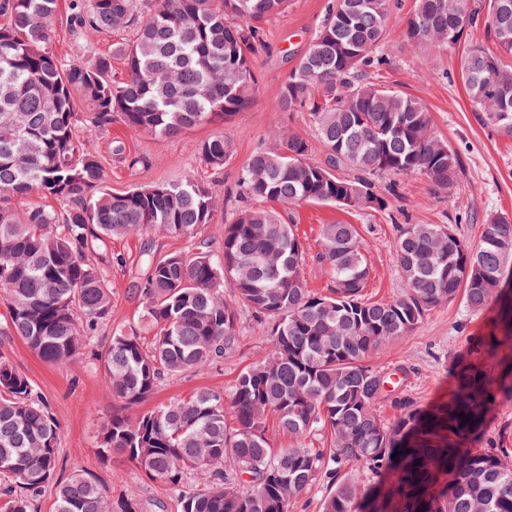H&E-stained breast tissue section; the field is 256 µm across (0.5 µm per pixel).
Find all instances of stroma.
Wrapping results in <instances>:
<instances>
[{
	"label": "stroma",
	"instance_id": "1",
	"mask_svg": "<svg viewBox=\"0 0 512 512\" xmlns=\"http://www.w3.org/2000/svg\"><path fill=\"white\" fill-rule=\"evenodd\" d=\"M334 0H289L287 8L263 27L268 48L256 60L258 83L252 103L234 120L223 125H204L173 138L136 132L121 121L111 129L93 131L91 143L102 163L105 185L123 192L137 185L175 182L187 172H195L199 181L217 196L212 223L205 232L211 247H218L223 227L234 218L239 203L237 179L241 168L260 147L270 145L273 133L298 135L311 142L310 161L322 159L324 149L315 140L307 117L280 109V93L295 67L307 51L316 31ZM70 0H60V12L53 29L52 49L66 64L86 58L88 51L111 52L113 45L132 39L133 29L108 34L91 33L82 40L72 39L66 17ZM414 0H400L387 25L392 37L383 53L387 64L377 72L378 82L403 91L421 101L429 110L437 135L446 139L458 153L462 171L457 186L438 192L419 174L393 176L395 195L389 196L383 210H351L305 203L284 210L287 222L306 252L305 277L311 288L325 291L330 275L316 255L321 249L322 225L343 222L355 225L366 247L370 277L363 294L367 301H389L399 295L403 283L397 267L394 242L400 227L409 224H442L468 246H477L484 223L494 214H512V140L502 138L482 126L458 77V54L452 53L430 62L422 51L401 38ZM216 135L235 145L233 155L222 170H207L199 161L201 144ZM123 143V153L113 150ZM184 240L158 232L115 238L99 244L96 259L112 283V316L83 356L63 365H54L37 357L19 337L9 335L0 302V355L29 378L46 400L61 429L57 475L67 478L81 471L108 487L112 503L134 497L141 512H178L174 496L160 482L151 480L134 464L102 457L96 441L99 429L112 414L136 417L140 407H125L114 399L105 378L99 356L109 343L113 330L132 329L144 341H151L154 330L143 318L142 298L136 289L140 276L139 257L149 251L165 255L183 249ZM497 313L489 309L475 313L462 297L431 310L410 334L379 348L370 362L389 372L410 368L404 391L418 406L427 407L445 397L453 385L452 367L466 357L473 341L486 333ZM241 347L206 372L165 382L152 397L161 403L187 395L199 387L222 389L258 355L268 352L260 338L264 323L247 310L239 312Z\"/></svg>",
	"mask_w": 512,
	"mask_h": 512
}]
</instances>
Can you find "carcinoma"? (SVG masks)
I'll return each instance as SVG.
<instances>
[{
    "label": "carcinoma",
    "mask_w": 512,
    "mask_h": 512,
    "mask_svg": "<svg viewBox=\"0 0 512 512\" xmlns=\"http://www.w3.org/2000/svg\"><path fill=\"white\" fill-rule=\"evenodd\" d=\"M288 0H71L70 34L136 25L112 53L64 65L54 55L58 0H0V290L7 328L40 359L66 364L91 345L112 312L107 272L93 242L159 231L187 249L142 253L143 317L151 342L113 331L100 361L122 405L147 402L169 378L201 373L241 346L240 305L264 322L269 351L226 389L199 388L134 418L114 414L98 452L125 458L177 497L180 512H292L319 483L321 512H512V450L469 448L487 415L512 403V363L496 377L484 360L512 351V216L489 217L480 243L463 244L440 224H409L394 249L402 293L368 302L367 252L353 224H324L317 260L327 292L309 287L306 251L292 225L261 206L277 201L347 209L387 205L375 178L419 173L438 190L456 184L461 160L433 132L417 99L373 81L386 64L382 44L395 0H335L308 50L290 71L280 106L305 112L324 161H308L297 135L255 152L242 167V206L213 251L201 239L215 201L196 176L103 188L104 171L78 134L76 101L89 126L119 116L162 138L231 121L251 102L255 61L266 48L261 23ZM485 28L490 51L475 42L459 75L476 117L512 139V0H415L402 33L437 59ZM126 77L112 79V58ZM234 144L222 135L201 145L200 162L220 170ZM340 167L353 178L336 174ZM53 199L61 208H20L17 199ZM232 289L235 304L224 301ZM463 293L476 312L497 304L507 325L480 337L472 358L453 367L448 397L420 407L400 392L407 371L368 362L378 347L415 330L439 304ZM390 402L393 419L378 414ZM464 417H459V414ZM234 424H228L227 418ZM297 445L272 446L268 422ZM330 436L309 448L310 436ZM59 424L30 380L0 355V495L3 512H37L36 498L56 471ZM396 458H391L394 452ZM106 489L75 472L56 486L55 512H110Z\"/></svg>",
    "instance_id": "1"
}]
</instances>
